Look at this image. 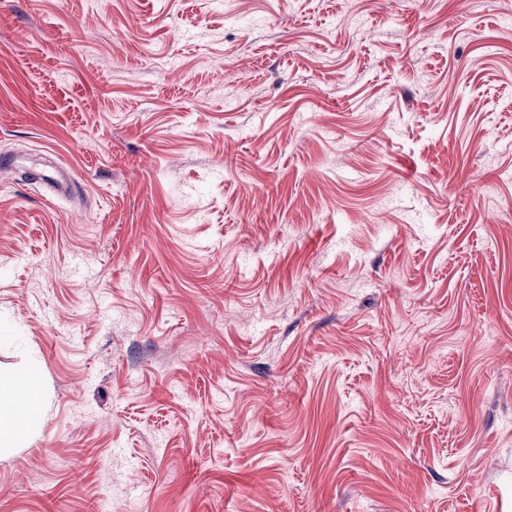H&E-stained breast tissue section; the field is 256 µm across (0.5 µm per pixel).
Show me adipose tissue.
Wrapping results in <instances>:
<instances>
[{"label":"adipose tissue","mask_w":512,"mask_h":512,"mask_svg":"<svg viewBox=\"0 0 512 512\" xmlns=\"http://www.w3.org/2000/svg\"><path fill=\"white\" fill-rule=\"evenodd\" d=\"M38 386L37 375L30 367L8 376L0 375V441L21 440L33 426L40 412L39 406H32L21 413L16 403L21 393L37 394Z\"/></svg>","instance_id":"1"}]
</instances>
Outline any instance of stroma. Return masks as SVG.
I'll return each instance as SVG.
<instances>
[{
	"mask_svg": "<svg viewBox=\"0 0 512 512\" xmlns=\"http://www.w3.org/2000/svg\"><path fill=\"white\" fill-rule=\"evenodd\" d=\"M508 25L0 0V512H512ZM38 386L36 372L31 367L22 368L9 376L0 374V451L4 447L3 440L12 439L19 443L34 425L42 403ZM22 392L33 394L38 399L35 406L28 408L33 403L32 398L25 395L19 397L20 408H28L24 414H20L16 408L18 395Z\"/></svg>",
	"mask_w": 512,
	"mask_h": 512,
	"instance_id": "35a3bbf8",
	"label": "stroma"
}]
</instances>
